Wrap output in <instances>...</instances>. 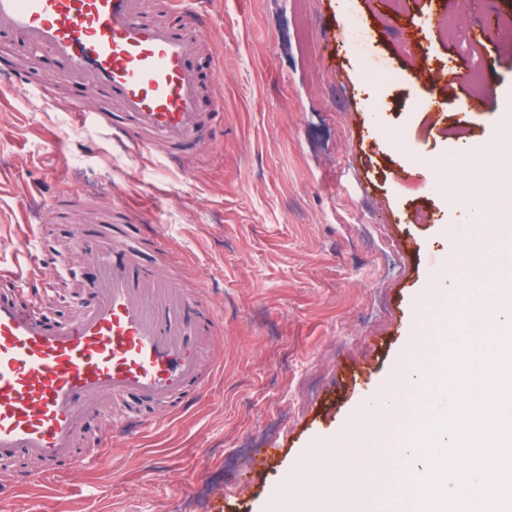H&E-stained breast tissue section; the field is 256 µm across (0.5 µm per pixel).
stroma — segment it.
<instances>
[{
	"instance_id": "stroma-1",
	"label": "stroma",
	"mask_w": 512,
	"mask_h": 512,
	"mask_svg": "<svg viewBox=\"0 0 512 512\" xmlns=\"http://www.w3.org/2000/svg\"><path fill=\"white\" fill-rule=\"evenodd\" d=\"M512 0H208L200 76L203 147L170 163L132 155L59 103L108 106L65 79L49 51L0 31V59L39 76L0 86V262L44 246L58 258L45 314L68 318L91 279L73 230L119 203L159 234L182 287L223 315L201 373L208 392L152 430L96 443L118 407L85 420L93 454L61 488L0 493V512H291L322 494L329 443L406 355L425 292L441 380L464 289L443 294L446 232L470 222L467 157L496 152L512 95V39L470 30ZM364 26L368 40L355 39ZM484 66L481 82L469 71ZM441 92L443 111L421 101ZM73 191L65 210L45 197Z\"/></svg>"
}]
</instances>
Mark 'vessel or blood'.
I'll return each instance as SVG.
<instances>
[{
    "label": "vessel or blood",
    "mask_w": 512,
    "mask_h": 512,
    "mask_svg": "<svg viewBox=\"0 0 512 512\" xmlns=\"http://www.w3.org/2000/svg\"><path fill=\"white\" fill-rule=\"evenodd\" d=\"M194 16L187 28L159 22L152 0H0V30L53 53L88 90L119 106L98 112L99 127L135 153L163 143L173 156L202 141L199 76L190 65L206 35L201 0H168ZM97 238L76 231L83 264L96 271L78 287L72 317L41 318L49 257L0 265V460L19 469L40 462L38 478L56 488L81 460L82 421L112 397L129 425L174 415L205 390L200 348L223 326L203 299L188 297L169 275L159 235L147 234L127 208Z\"/></svg>",
    "instance_id": "vessel-or-blood-1"
}]
</instances>
